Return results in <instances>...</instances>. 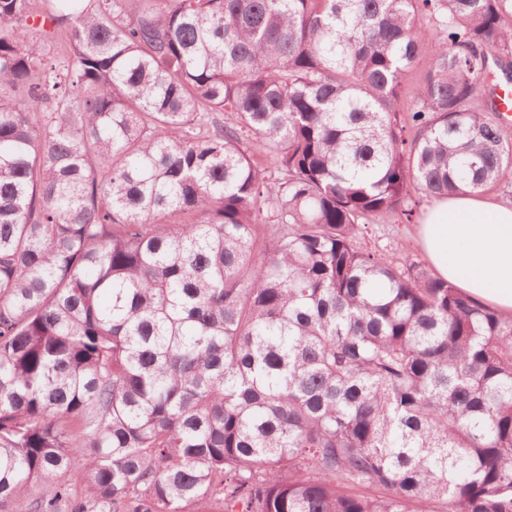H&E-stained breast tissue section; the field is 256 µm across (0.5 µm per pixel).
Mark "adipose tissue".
<instances>
[{
  "label": "adipose tissue",
  "mask_w": 512,
  "mask_h": 512,
  "mask_svg": "<svg viewBox=\"0 0 512 512\" xmlns=\"http://www.w3.org/2000/svg\"><path fill=\"white\" fill-rule=\"evenodd\" d=\"M419 242L441 278L512 315V205L476 192L432 200Z\"/></svg>",
  "instance_id": "ef3b65f1"
}]
</instances>
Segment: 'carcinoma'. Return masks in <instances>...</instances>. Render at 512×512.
<instances>
[{
  "mask_svg": "<svg viewBox=\"0 0 512 512\" xmlns=\"http://www.w3.org/2000/svg\"><path fill=\"white\" fill-rule=\"evenodd\" d=\"M135 2L0 0V512H512V319L361 244L512 183V0Z\"/></svg>",
  "mask_w": 512,
  "mask_h": 512,
  "instance_id": "cac0c4a2",
  "label": "carcinoma"
}]
</instances>
